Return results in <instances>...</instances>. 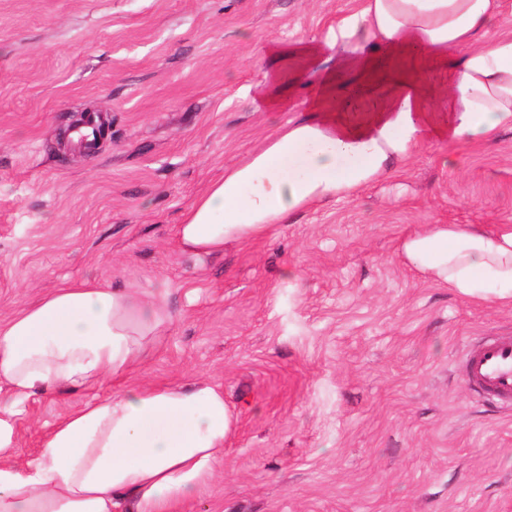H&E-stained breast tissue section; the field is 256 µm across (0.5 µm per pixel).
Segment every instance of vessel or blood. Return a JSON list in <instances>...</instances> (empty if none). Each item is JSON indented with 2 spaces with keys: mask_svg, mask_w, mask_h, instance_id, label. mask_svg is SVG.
<instances>
[{
  "mask_svg": "<svg viewBox=\"0 0 512 512\" xmlns=\"http://www.w3.org/2000/svg\"><path fill=\"white\" fill-rule=\"evenodd\" d=\"M463 369L473 392L512 405V337H491L470 346Z\"/></svg>",
  "mask_w": 512,
  "mask_h": 512,
  "instance_id": "1",
  "label": "vessel or blood"
}]
</instances>
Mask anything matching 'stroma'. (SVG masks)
I'll return each instance as SVG.
<instances>
[{"label": "stroma", "instance_id": "1", "mask_svg": "<svg viewBox=\"0 0 512 512\" xmlns=\"http://www.w3.org/2000/svg\"><path fill=\"white\" fill-rule=\"evenodd\" d=\"M361 0H0V322L85 277L169 284L173 323L132 381L207 379L236 427L180 512H512V408L479 399L466 345L512 336V306L408 267L426 224H512V130L422 147L388 178L195 258L174 228L227 166L304 117L293 51ZM268 86L279 107L258 109ZM105 120L85 151L67 134ZM49 393L15 459L88 401Z\"/></svg>", "mask_w": 512, "mask_h": 512}]
</instances>
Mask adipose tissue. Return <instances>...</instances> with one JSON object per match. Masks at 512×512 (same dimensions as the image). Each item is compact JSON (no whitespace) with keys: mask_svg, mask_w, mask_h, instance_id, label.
<instances>
[{"mask_svg":"<svg viewBox=\"0 0 512 512\" xmlns=\"http://www.w3.org/2000/svg\"><path fill=\"white\" fill-rule=\"evenodd\" d=\"M502 0H362L323 41L293 52L311 75L309 115L226 167L185 211L178 248L203 258L266 236L289 213L353 197L433 141L486 144L512 130V33H493ZM369 104L336 97L338 72ZM403 261L469 298L512 304V224L485 232L430 224L406 235ZM169 288L62 285L0 323V512H177L211 482L236 419L218 387L130 385L173 317ZM15 462L19 418L52 390L105 379Z\"/></svg>","mask_w":512,"mask_h":512,"instance_id":"ef3b65f1","label":"adipose tissue"}]
</instances>
